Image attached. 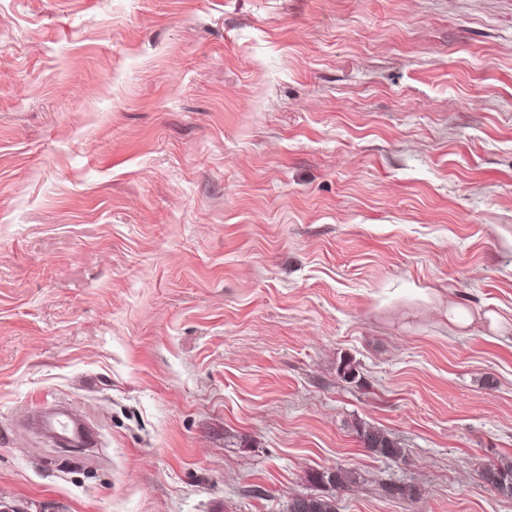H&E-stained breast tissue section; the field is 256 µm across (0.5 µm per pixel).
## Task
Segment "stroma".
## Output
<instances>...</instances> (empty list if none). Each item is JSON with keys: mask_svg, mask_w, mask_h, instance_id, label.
I'll return each mask as SVG.
<instances>
[{"mask_svg": "<svg viewBox=\"0 0 512 512\" xmlns=\"http://www.w3.org/2000/svg\"><path fill=\"white\" fill-rule=\"evenodd\" d=\"M504 459L512 0H0L1 506L512 512ZM40 426L48 433L64 439H82L90 433L85 424L66 413H59L40 420ZM355 433L362 447L374 456L396 462L404 455L400 443L382 429L359 423L355 426ZM483 480L493 491H503L500 497L512 499V461L501 460L495 464L487 465ZM355 480V472L351 469L337 467L335 470L316 472L310 476V482L320 485H333L344 489ZM288 512H337L336 500L333 496L297 495L288 501Z\"/></svg>", "mask_w": 512, "mask_h": 512, "instance_id": "stroma-1", "label": "stroma"}]
</instances>
